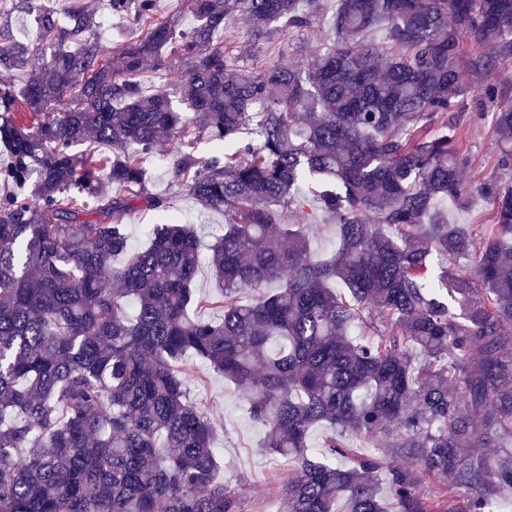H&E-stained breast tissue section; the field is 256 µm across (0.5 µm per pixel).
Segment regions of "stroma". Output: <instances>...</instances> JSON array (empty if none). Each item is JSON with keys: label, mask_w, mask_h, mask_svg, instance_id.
<instances>
[{"label": "stroma", "mask_w": 512, "mask_h": 512, "mask_svg": "<svg viewBox=\"0 0 512 512\" xmlns=\"http://www.w3.org/2000/svg\"><path fill=\"white\" fill-rule=\"evenodd\" d=\"M85 7L98 13L102 21L96 35L105 51L112 53L124 45L134 27L132 18H116L105 11V0H82ZM0 11L11 22L12 41L32 49L30 66L40 65L53 50L43 40L34 14L21 10L16 0H0ZM274 47L253 56L241 57V66L261 69L269 63L282 66L300 64L326 38L325 21L314 23L303 32L289 33L286 23H279ZM465 110L458 115L460 149L469 163L464 176L494 173L495 133L490 117L479 115L474 98H466ZM149 193L166 197L168 210L181 220L203 226L202 244L223 231L229 217L220 211L201 207L187 193L178 190L169 147H161L145 162ZM191 395L215 423V446L224 460L220 472L225 483L238 489L241 512H278V493L288 479V468L273 453L261 448L262 433L244 408L240 391L205 363L188 359L182 364Z\"/></svg>", "instance_id": "stroma-1"}]
</instances>
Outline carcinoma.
Here are the masks:
<instances>
[{
	"label": "carcinoma",
	"instance_id": "cac0c4a2",
	"mask_svg": "<svg viewBox=\"0 0 512 512\" xmlns=\"http://www.w3.org/2000/svg\"><path fill=\"white\" fill-rule=\"evenodd\" d=\"M187 3L183 33L154 20L156 0H108L147 26L110 60L96 13L71 5L61 28L44 9L57 49L18 91L29 50L0 44V512H241L187 356L237 385L263 447L293 467L279 512H492L512 488V452L486 456L512 447V182L463 180L455 130L471 91L512 171V79L494 78L512 60V0H336L329 46L260 70L238 57L278 20L311 27L322 0ZM237 15L250 38L235 56L214 35ZM171 53L183 114L141 81ZM202 137L221 152L184 150ZM89 139L111 155L77 150ZM166 140L176 181L231 217L209 247L214 301L193 288L198 227L173 217L134 249L123 224L167 209L143 168ZM448 201H481L493 223L450 224ZM315 203L336 221L330 258L311 249L316 213L277 222ZM463 261L473 274L454 273ZM211 307L220 320L193 315ZM352 437L414 466L384 472Z\"/></svg>",
	"mask_w": 512,
	"mask_h": 512
}]
</instances>
